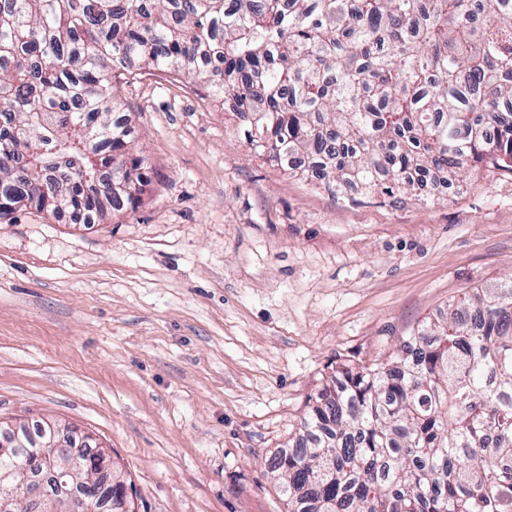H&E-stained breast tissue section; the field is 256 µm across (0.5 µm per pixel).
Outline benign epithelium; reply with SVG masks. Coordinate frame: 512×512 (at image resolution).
Segmentation results:
<instances>
[{"instance_id":"1","label":"benign epithelium","mask_w":512,"mask_h":512,"mask_svg":"<svg viewBox=\"0 0 512 512\" xmlns=\"http://www.w3.org/2000/svg\"><path fill=\"white\" fill-rule=\"evenodd\" d=\"M94 438L83 436L82 443L74 448L65 443L58 445L57 452L74 460L78 452L92 447ZM99 457L97 469L84 479H66L55 461L54 452L42 450L33 460H21L16 468L0 477V507L8 510L20 501L28 509H45L49 504L67 503L75 498L95 501L99 496L96 479L105 472H112V456L95 445Z\"/></svg>"}]
</instances>
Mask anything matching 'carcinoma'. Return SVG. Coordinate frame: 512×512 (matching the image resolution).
I'll return each instance as SVG.
<instances>
[{
  "label": "carcinoma",
  "instance_id": "1",
  "mask_svg": "<svg viewBox=\"0 0 512 512\" xmlns=\"http://www.w3.org/2000/svg\"><path fill=\"white\" fill-rule=\"evenodd\" d=\"M0 60V200L74 222L141 203L118 83L146 67L234 97L256 154L336 194L431 200L512 172V0H0ZM18 436L24 455L52 432ZM501 458L512 279L393 358L337 368L271 469L288 512H512ZM121 471L76 512H122Z\"/></svg>",
  "mask_w": 512,
  "mask_h": 512
}]
</instances>
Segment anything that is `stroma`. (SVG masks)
<instances>
[{
  "label": "stroma",
  "mask_w": 512,
  "mask_h": 512,
  "mask_svg": "<svg viewBox=\"0 0 512 512\" xmlns=\"http://www.w3.org/2000/svg\"><path fill=\"white\" fill-rule=\"evenodd\" d=\"M120 95L142 203L0 219V420L92 433L138 512H288L268 464L336 367L512 275V173L352 202L256 155L191 77L138 70Z\"/></svg>",
  "instance_id": "obj_1"
}]
</instances>
